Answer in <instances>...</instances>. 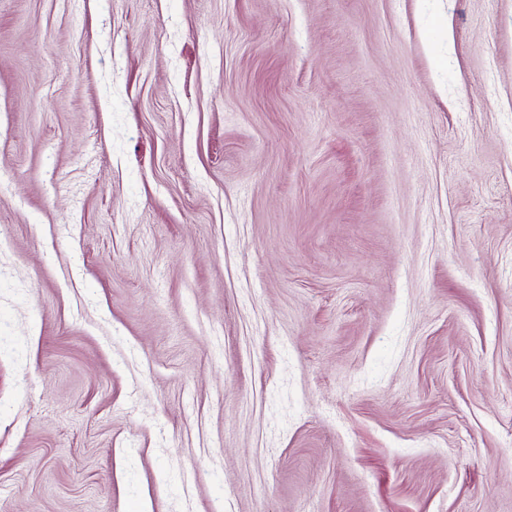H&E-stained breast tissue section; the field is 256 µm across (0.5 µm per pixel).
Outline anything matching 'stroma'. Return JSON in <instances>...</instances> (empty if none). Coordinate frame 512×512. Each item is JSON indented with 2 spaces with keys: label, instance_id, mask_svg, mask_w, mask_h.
Masks as SVG:
<instances>
[{
  "label": "stroma",
  "instance_id": "1",
  "mask_svg": "<svg viewBox=\"0 0 512 512\" xmlns=\"http://www.w3.org/2000/svg\"><path fill=\"white\" fill-rule=\"evenodd\" d=\"M0 512H512V0H0Z\"/></svg>",
  "mask_w": 512,
  "mask_h": 512
}]
</instances>
